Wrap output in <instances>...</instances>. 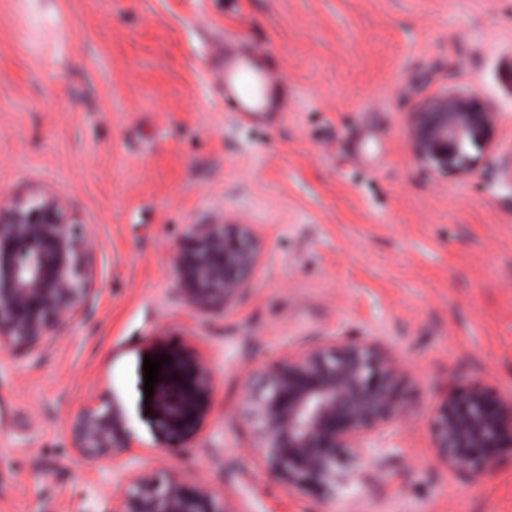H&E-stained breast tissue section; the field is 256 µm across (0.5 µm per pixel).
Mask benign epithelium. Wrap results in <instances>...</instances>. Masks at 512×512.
Instances as JSON below:
<instances>
[{"instance_id":"7a95c632","label":"benign epithelium","mask_w":512,"mask_h":512,"mask_svg":"<svg viewBox=\"0 0 512 512\" xmlns=\"http://www.w3.org/2000/svg\"><path fill=\"white\" fill-rule=\"evenodd\" d=\"M498 113L463 93L440 95L412 113L413 157L446 173L464 164L466 144L491 143ZM95 251L84 225L54 192L0 197V346L27 348L51 335L84 305L92 286ZM182 292L192 309L223 306L247 286L257 261L246 224L222 219L199 224L176 246ZM407 372L360 336L288 354L255 375L256 391L243 416L257 440L259 463L288 490L324 496L351 483L383 448L382 434L406 417L400 382ZM209 394L206 365L190 358L172 368L157 402L165 427L191 428ZM75 448L108 455L133 444L122 410L104 392L73 423ZM437 464L474 476L512 454V397L476 381L452 391L428 421ZM113 512H229L197 481L139 475Z\"/></svg>"}]
</instances>
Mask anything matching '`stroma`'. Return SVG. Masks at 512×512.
Returning a JSON list of instances; mask_svg holds the SVG:
<instances>
[{"instance_id": "1", "label": "stroma", "mask_w": 512, "mask_h": 512, "mask_svg": "<svg viewBox=\"0 0 512 512\" xmlns=\"http://www.w3.org/2000/svg\"><path fill=\"white\" fill-rule=\"evenodd\" d=\"M265 51L288 107L224 109V38ZM488 102L466 171L417 165L408 118ZM512 0H0V195L51 189L98 245L96 293L34 351L0 348V512H111L141 472L207 483L229 512H512V461L436 464L426 420L449 388L512 395ZM251 227V283L191 309L176 243L217 216ZM362 336L406 362L410 419L382 465L328 501L258 464L248 374ZM198 357L206 414L172 443L145 358ZM110 390L136 447L72 445Z\"/></svg>"}]
</instances>
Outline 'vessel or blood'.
Segmentation results:
<instances>
[{
    "label": "vessel or blood",
    "mask_w": 512,
    "mask_h": 512,
    "mask_svg": "<svg viewBox=\"0 0 512 512\" xmlns=\"http://www.w3.org/2000/svg\"><path fill=\"white\" fill-rule=\"evenodd\" d=\"M224 105L239 119L260 121L282 112L284 101L276 74L265 65L261 53L238 50L232 38L224 40Z\"/></svg>",
    "instance_id": "obj_1"
}]
</instances>
